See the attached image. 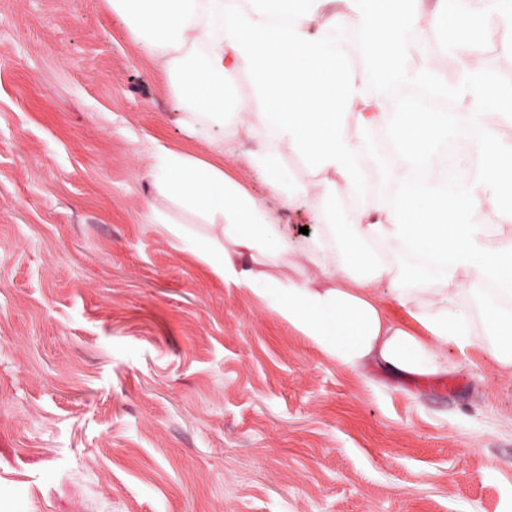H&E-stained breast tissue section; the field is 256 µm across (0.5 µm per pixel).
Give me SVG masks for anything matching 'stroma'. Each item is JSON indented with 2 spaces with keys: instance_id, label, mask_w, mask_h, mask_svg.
Segmentation results:
<instances>
[{
  "instance_id": "35a3bbf8",
  "label": "stroma",
  "mask_w": 512,
  "mask_h": 512,
  "mask_svg": "<svg viewBox=\"0 0 512 512\" xmlns=\"http://www.w3.org/2000/svg\"><path fill=\"white\" fill-rule=\"evenodd\" d=\"M105 0H0V512H512V372L336 366L157 210L179 122Z\"/></svg>"
}]
</instances>
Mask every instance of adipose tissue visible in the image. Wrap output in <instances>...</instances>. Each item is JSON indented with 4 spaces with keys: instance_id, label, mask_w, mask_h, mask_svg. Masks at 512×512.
<instances>
[{
    "instance_id": "adipose-tissue-1",
    "label": "adipose tissue",
    "mask_w": 512,
    "mask_h": 512,
    "mask_svg": "<svg viewBox=\"0 0 512 512\" xmlns=\"http://www.w3.org/2000/svg\"><path fill=\"white\" fill-rule=\"evenodd\" d=\"M188 128L223 123L268 195L151 146L161 190L215 228L194 253L338 366L446 374V348L512 370V85L477 42L512 51V0H106ZM451 57L445 83L438 56ZM247 95H240V82ZM320 230L289 241L281 209ZM292 259L297 277L265 268ZM388 288L408 322L387 313Z\"/></svg>"
}]
</instances>
